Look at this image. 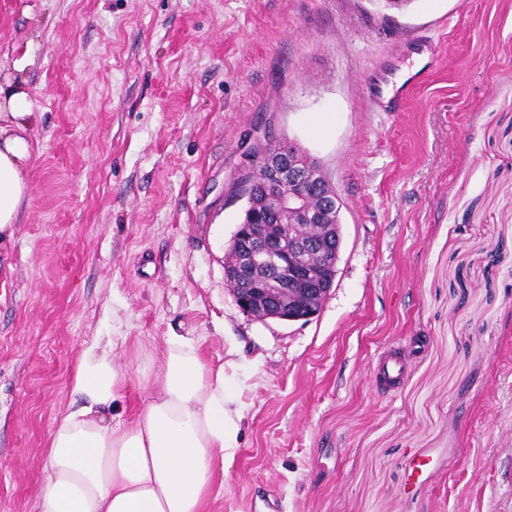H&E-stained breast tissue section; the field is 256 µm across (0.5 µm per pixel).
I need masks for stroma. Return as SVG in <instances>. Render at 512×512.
Returning a JSON list of instances; mask_svg holds the SVG:
<instances>
[{"label": "stroma", "mask_w": 512, "mask_h": 512, "mask_svg": "<svg viewBox=\"0 0 512 512\" xmlns=\"http://www.w3.org/2000/svg\"><path fill=\"white\" fill-rule=\"evenodd\" d=\"M419 38L434 70L386 111L373 79ZM8 78L41 117L0 236V512H36L85 342H116L126 422L173 333L245 408L218 512H512V0H0ZM264 127L342 202L307 320L224 279Z\"/></svg>", "instance_id": "stroma-1"}]
</instances>
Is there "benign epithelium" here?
I'll list each match as a JSON object with an SVG mask.
<instances>
[{
    "mask_svg": "<svg viewBox=\"0 0 512 512\" xmlns=\"http://www.w3.org/2000/svg\"><path fill=\"white\" fill-rule=\"evenodd\" d=\"M307 155L288 145L282 154L267 163V189L282 196L284 211L271 224H255L252 193L246 192L245 218L235 232L229 253L237 261L224 264V278L231 288L238 308L245 314L265 320H307L318 313L331 291L337 251L330 246L320 248V242L295 233L301 224H317L325 241L336 239L338 225L325 224L326 212L340 206L335 189L315 183L327 211L310 209L303 195L292 193L302 185L312 168ZM267 264L266 275L255 278L256 265Z\"/></svg>",
    "mask_w": 512,
    "mask_h": 512,
    "instance_id": "obj_1",
    "label": "benign epithelium"
}]
</instances>
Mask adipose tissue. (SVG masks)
Wrapping results in <instances>:
<instances>
[{"mask_svg":"<svg viewBox=\"0 0 512 512\" xmlns=\"http://www.w3.org/2000/svg\"><path fill=\"white\" fill-rule=\"evenodd\" d=\"M38 120L20 83L0 85V230L16 221L32 158L23 132ZM150 395L135 418H111L128 374L93 339L71 383V405L53 419L42 450L37 512H209L224 498V464L239 446L243 409L223 364L176 334L143 351Z\"/></svg>","mask_w":512,"mask_h":512,"instance_id":"obj_1","label":"adipose tissue"}]
</instances>
